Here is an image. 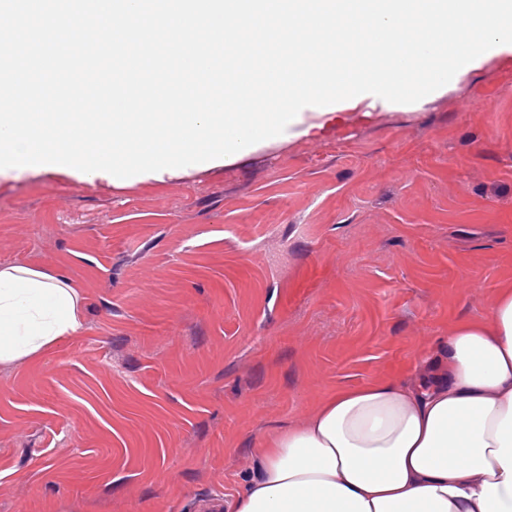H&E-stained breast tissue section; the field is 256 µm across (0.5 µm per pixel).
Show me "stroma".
Wrapping results in <instances>:
<instances>
[{"mask_svg": "<svg viewBox=\"0 0 512 512\" xmlns=\"http://www.w3.org/2000/svg\"><path fill=\"white\" fill-rule=\"evenodd\" d=\"M0 263L85 317L0 368V512H221L266 435L416 380L512 284V50L161 183L0 179Z\"/></svg>", "mask_w": 512, "mask_h": 512, "instance_id": "1", "label": "stroma"}]
</instances>
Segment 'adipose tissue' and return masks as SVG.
<instances>
[{
  "label": "adipose tissue",
  "mask_w": 512,
  "mask_h": 512,
  "mask_svg": "<svg viewBox=\"0 0 512 512\" xmlns=\"http://www.w3.org/2000/svg\"><path fill=\"white\" fill-rule=\"evenodd\" d=\"M77 285L0 264V364L83 327ZM229 512H512V288L458 323L413 384L337 391L255 449Z\"/></svg>",
  "instance_id": "ef3b65f1"
}]
</instances>
